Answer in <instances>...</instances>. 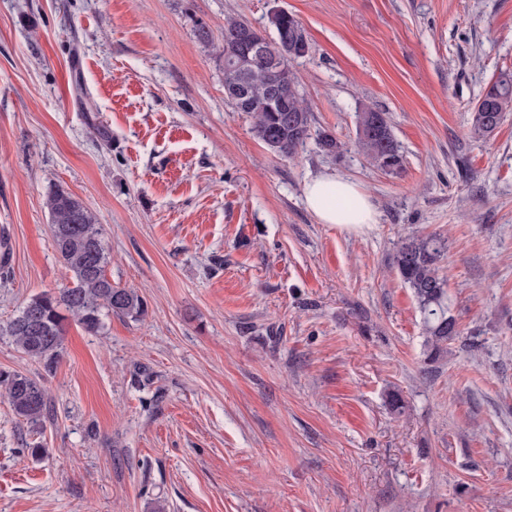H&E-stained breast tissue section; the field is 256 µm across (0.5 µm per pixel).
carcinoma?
Segmentation results:
<instances>
[{
	"label": "carcinoma",
	"instance_id": "cac0c4a2",
	"mask_svg": "<svg viewBox=\"0 0 512 512\" xmlns=\"http://www.w3.org/2000/svg\"><path fill=\"white\" fill-rule=\"evenodd\" d=\"M273 35L253 29L252 36L274 45L290 43L306 35L302 23L291 13L269 18ZM244 22L229 17L224 23L223 41L217 58L230 60L239 51L238 28ZM237 112H250L253 133L274 154L289 157L309 138L313 113L304 104L297 77L284 76L281 62L269 58L254 73L245 102H232ZM512 110V74H501L483 93L473 108L470 131L476 138L491 136L505 112ZM358 148L382 171L397 173L404 158L395 140L386 113L374 109L357 114ZM50 230L55 248L70 274V285L54 292L32 296L18 313L0 324V336L9 337L29 359L53 371L64 352L65 321L71 316L88 333L99 334L105 318L112 314L137 320L145 314L143 297L135 290L112 284L107 275L109 254L96 214L72 193L56 188L46 198ZM447 242L439 237H411L396 249L393 263L403 283L417 301L425 331L428 362L437 361L448 343L461 336L456 317L448 306V279L441 262ZM0 396L14 414L38 425L47 412L48 395L44 381L13 369H0Z\"/></svg>",
	"mask_w": 512,
	"mask_h": 512
}]
</instances>
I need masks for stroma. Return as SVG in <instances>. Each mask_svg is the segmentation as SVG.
Wrapping results in <instances>:
<instances>
[{"mask_svg": "<svg viewBox=\"0 0 512 512\" xmlns=\"http://www.w3.org/2000/svg\"><path fill=\"white\" fill-rule=\"evenodd\" d=\"M275 8L311 44L291 69L312 134L291 158L228 103L193 28L264 31ZM505 71L512 0H0V323L69 281L57 186L147 304L97 335L67 320L50 375L0 336V368L50 402L36 428L0 397V512H512V111L470 134ZM364 106L400 173L358 151ZM325 172L374 223L319 222L303 188ZM409 235L448 243L461 336L435 363L393 266Z\"/></svg>", "mask_w": 512, "mask_h": 512, "instance_id": "35a3bbf8", "label": "stroma"}]
</instances>
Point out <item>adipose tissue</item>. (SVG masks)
Here are the masks:
<instances>
[{
	"label": "adipose tissue",
	"mask_w": 512,
	"mask_h": 512,
	"mask_svg": "<svg viewBox=\"0 0 512 512\" xmlns=\"http://www.w3.org/2000/svg\"><path fill=\"white\" fill-rule=\"evenodd\" d=\"M307 206L324 224H370L375 218L372 202L357 185L333 173L320 174L304 186Z\"/></svg>",
	"instance_id": "ef3b65f1"
}]
</instances>
